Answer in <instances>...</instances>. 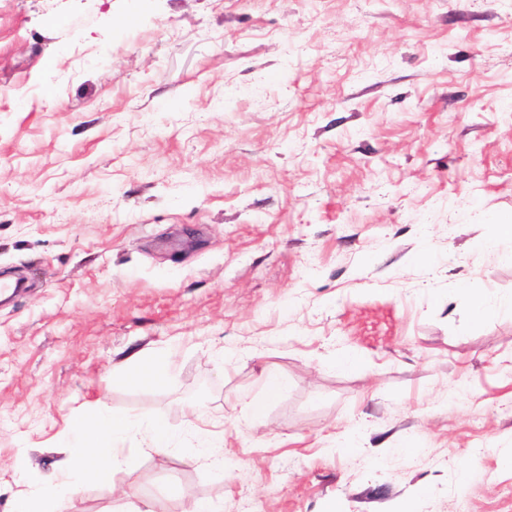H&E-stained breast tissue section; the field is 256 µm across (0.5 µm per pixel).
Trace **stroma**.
I'll use <instances>...</instances> for the list:
<instances>
[{
  "mask_svg": "<svg viewBox=\"0 0 512 512\" xmlns=\"http://www.w3.org/2000/svg\"><path fill=\"white\" fill-rule=\"evenodd\" d=\"M510 216L512 0H0V512L91 407L66 512H512ZM168 378V362L161 356L140 359L135 367L127 372L124 379L135 385L162 387ZM284 392V384L274 373H267L261 381L260 392L251 399H245L241 413L246 418L260 416L269 401L279 398ZM144 430L151 447L165 453L175 432L160 416L131 419L108 412H98L90 419L75 416L69 422L68 441L73 451L66 466L46 473L24 458L15 463L30 494H21L13 502V512H62L67 500L87 484L102 483L105 471L120 461L125 438Z\"/></svg>",
  "mask_w": 512,
  "mask_h": 512,
  "instance_id": "obj_1",
  "label": "stroma"
}]
</instances>
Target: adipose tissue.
Listing matches in <instances>:
<instances>
[{
	"label": "adipose tissue",
	"mask_w": 512,
	"mask_h": 512,
	"mask_svg": "<svg viewBox=\"0 0 512 512\" xmlns=\"http://www.w3.org/2000/svg\"><path fill=\"white\" fill-rule=\"evenodd\" d=\"M141 430L160 454L175 438L173 429L159 416L131 419L101 411L89 418H71L68 441L72 453L63 469L46 473L26 459L16 461L15 468L30 491L15 498L13 512H63L66 501L85 485L101 482L105 471L119 462L125 438Z\"/></svg>",
	"instance_id": "ef3b65f1"
}]
</instances>
